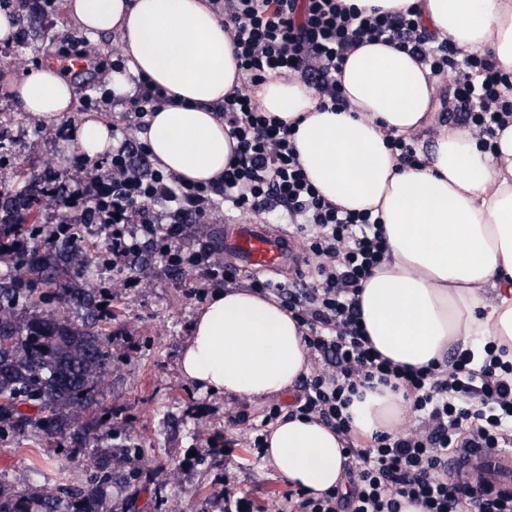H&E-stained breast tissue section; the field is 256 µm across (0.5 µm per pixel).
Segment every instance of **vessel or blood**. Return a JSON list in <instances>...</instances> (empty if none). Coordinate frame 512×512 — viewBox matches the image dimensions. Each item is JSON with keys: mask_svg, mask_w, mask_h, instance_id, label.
Listing matches in <instances>:
<instances>
[{"mask_svg": "<svg viewBox=\"0 0 512 512\" xmlns=\"http://www.w3.org/2000/svg\"><path fill=\"white\" fill-rule=\"evenodd\" d=\"M289 246L287 232H275L263 224L236 221L224 228L225 257L253 273L274 272L285 267L297 269L298 261L291 255ZM448 472L452 477L472 483L512 489V449L492 454L478 449L462 451L449 460Z\"/></svg>", "mask_w": 512, "mask_h": 512, "instance_id": "1", "label": "vessel or blood"}]
</instances>
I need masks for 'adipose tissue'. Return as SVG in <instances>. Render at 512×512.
<instances>
[{
	"label": "adipose tissue",
	"instance_id": "obj_1",
	"mask_svg": "<svg viewBox=\"0 0 512 512\" xmlns=\"http://www.w3.org/2000/svg\"><path fill=\"white\" fill-rule=\"evenodd\" d=\"M399 11L418 4L427 24L465 50L490 48L512 71V0H344ZM63 10L90 39L123 35L132 73L171 97L138 137L156 166L186 181L223 177L235 146L215 110L239 87L236 60L207 0H64ZM350 108L319 110L306 86L268 79L251 93L263 110L297 126L299 160L318 191L352 211L381 216L390 258L365 282L359 308L373 347L395 363L422 367L486 343L512 361V125L487 153L467 131L441 130L423 167L397 168L388 132L430 125L433 80L409 54L366 44L338 76ZM25 111L45 121L75 111L78 93L45 68L13 84ZM71 145L96 158L112 148V128L96 118L72 132ZM295 320L277 302L231 288L198 310L182 350V376L203 391L252 402L292 391L308 372ZM355 433L406 434L414 419L402 394L379 385L349 407ZM343 440L328 427L284 417L268 430L265 459L291 486L317 496L344 484Z\"/></svg>",
	"mask_w": 512,
	"mask_h": 512
}]
</instances>
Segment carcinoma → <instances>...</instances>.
<instances>
[{
  "label": "carcinoma",
  "instance_id": "1",
  "mask_svg": "<svg viewBox=\"0 0 512 512\" xmlns=\"http://www.w3.org/2000/svg\"><path fill=\"white\" fill-rule=\"evenodd\" d=\"M88 259L71 241L22 252L21 273L0 281V443L30 438L34 443L60 439L59 453L71 458L88 447L95 434L112 428L103 419L112 412L96 404L97 379L112 365V349L98 322L101 291L86 288L80 271ZM85 315L75 320L70 310ZM118 447L97 454L87 480H71L58 467L54 488L19 495L0 483V512H111L112 488L136 486L144 450L119 434ZM120 454L132 464L112 470Z\"/></svg>",
  "mask_w": 512,
  "mask_h": 512
}]
</instances>
